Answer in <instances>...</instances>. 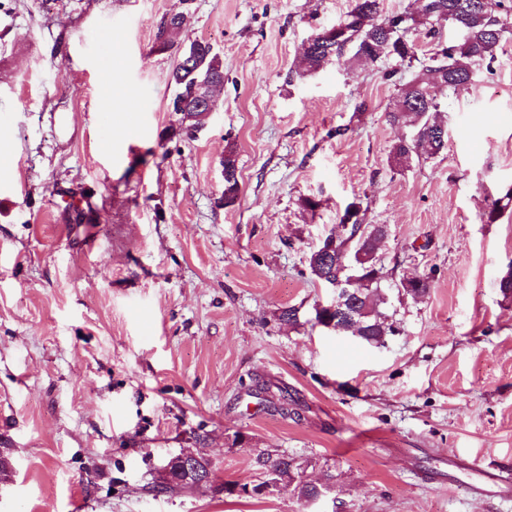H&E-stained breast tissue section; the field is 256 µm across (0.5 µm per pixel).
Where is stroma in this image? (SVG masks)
<instances>
[{"label": "stroma", "mask_w": 512, "mask_h": 512, "mask_svg": "<svg viewBox=\"0 0 512 512\" xmlns=\"http://www.w3.org/2000/svg\"><path fill=\"white\" fill-rule=\"evenodd\" d=\"M353 4L192 0L175 42L224 64L192 129L155 39L180 0H0V448L16 460L0 512H512L473 494L469 468L512 481V206L478 219L512 188V32L472 84L436 91L446 149L398 166L387 113L410 69L345 56L299 73ZM353 201L388 227L381 347L315 323L334 293L308 255ZM412 277L425 297L398 295ZM182 451L212 460V482L157 492ZM262 451L327 492L227 495L263 481Z\"/></svg>", "instance_id": "obj_1"}]
</instances>
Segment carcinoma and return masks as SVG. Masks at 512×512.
Here are the masks:
<instances>
[{"instance_id":"1","label":"carcinoma","mask_w":512,"mask_h":512,"mask_svg":"<svg viewBox=\"0 0 512 512\" xmlns=\"http://www.w3.org/2000/svg\"><path fill=\"white\" fill-rule=\"evenodd\" d=\"M426 3L427 13L421 17L413 14L383 16L381 0H355L353 8L336 22L338 29L323 28L315 33L313 51L303 54L302 67L306 73L317 71L333 57L343 56L346 48L373 64L393 60L410 67L420 62L412 80L401 89L395 110L387 116L390 125L411 128L410 136L399 137L392 144L390 154L398 165H405L414 157L434 158L446 149L448 131L442 130L438 121L431 117V113L438 111V103L429 96L428 88L437 84L455 91L470 84L476 71L495 59V52L512 20V0H492L488 8L482 6V0H426ZM448 24L462 29L466 38L455 43L441 42L439 31ZM422 29L436 43L429 57L421 61L412 34ZM189 50L210 54L209 67L214 71L224 69L219 54L211 53L210 43L196 40L183 48L185 52ZM202 76L201 72L194 74L177 65L171 72V81L181 95L189 97ZM225 156L230 178L224 183L237 193L240 186L235 150L227 148ZM363 218L361 203H349L340 219V223L350 225L345 237L336 239L330 234L310 252L307 267L315 280L324 282L339 277L347 282L354 276L368 279V284L354 288L359 297L345 305L341 315L318 310L315 321L334 320L339 331L369 345L382 346L394 330L387 326L384 314L373 299L379 281L365 273L371 266L367 262V242L350 243ZM254 463L267 474L268 480L285 487L295 485L298 494L308 501L322 494L323 486L301 480L300 465L292 457L258 454Z\"/></svg>"}]
</instances>
